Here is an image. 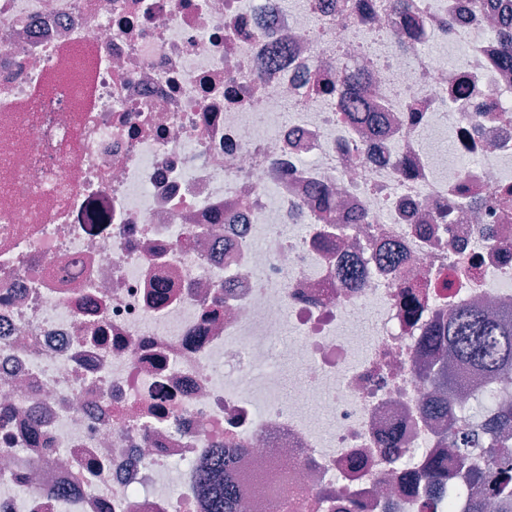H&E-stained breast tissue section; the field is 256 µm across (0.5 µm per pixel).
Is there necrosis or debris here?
Listing matches in <instances>:
<instances>
[{"label": "necrosis or debris", "mask_w": 512, "mask_h": 512, "mask_svg": "<svg viewBox=\"0 0 512 512\" xmlns=\"http://www.w3.org/2000/svg\"><path fill=\"white\" fill-rule=\"evenodd\" d=\"M415 2L419 39L386 0H0V512H206L220 450L236 512H421L387 450L439 452L419 339L512 309V0ZM340 58L378 130L318 93ZM404 288H417L413 291H408L401 294V300H402V308L404 312L413 318L414 320H417L419 315L427 308L430 302V295L426 291V287L424 285H418V286H408Z\"/></svg>", "instance_id": "necrosis-or-debris-1"}]
</instances>
